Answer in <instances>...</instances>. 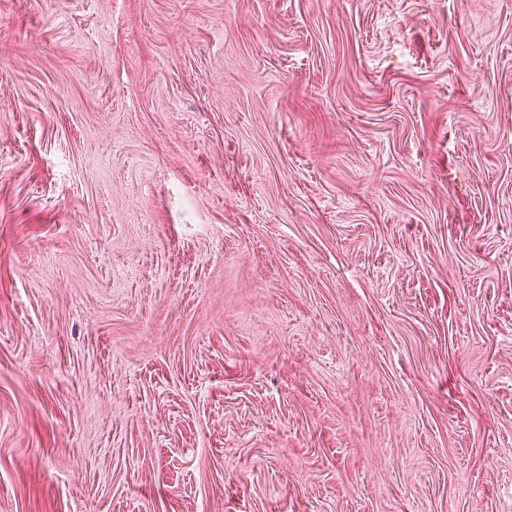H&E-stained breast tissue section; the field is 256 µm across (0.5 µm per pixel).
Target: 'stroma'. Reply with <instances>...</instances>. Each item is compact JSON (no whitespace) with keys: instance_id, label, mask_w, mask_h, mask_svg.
I'll return each instance as SVG.
<instances>
[{"instance_id":"1","label":"stroma","mask_w":512,"mask_h":512,"mask_svg":"<svg viewBox=\"0 0 512 512\" xmlns=\"http://www.w3.org/2000/svg\"><path fill=\"white\" fill-rule=\"evenodd\" d=\"M0 512H512V0H0Z\"/></svg>"}]
</instances>
